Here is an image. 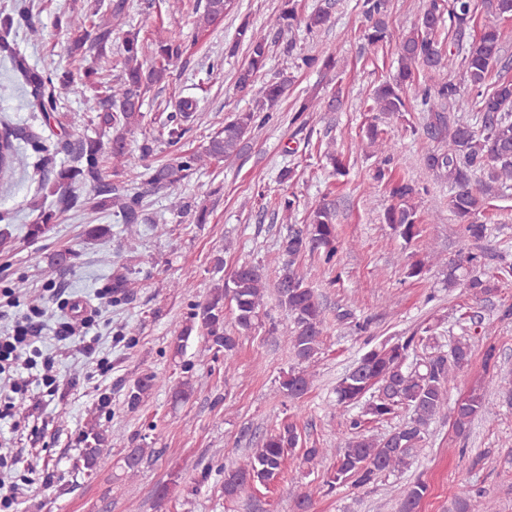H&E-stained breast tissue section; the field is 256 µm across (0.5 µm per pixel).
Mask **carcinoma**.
<instances>
[{"mask_svg":"<svg viewBox=\"0 0 512 512\" xmlns=\"http://www.w3.org/2000/svg\"><path fill=\"white\" fill-rule=\"evenodd\" d=\"M233 0H206L204 11L196 27L204 31L224 16ZM366 19L362 31V49H375L391 40L389 30V0H359ZM106 7L109 18L95 20L98 11L90 14L63 15L57 27L68 43L70 55L87 58L89 54L101 59L112 47V33L123 32V39L113 67L119 70L110 85L100 81L99 71L93 65L75 70L41 71L29 67L9 41L14 16L0 18V52L9 57L15 68L32 88L36 107L46 124L62 126L58 113L57 91L63 90L83 97L85 110L93 113V120L108 135L107 139L84 138L76 147L75 164L60 168L54 185L60 193L59 202L67 208L83 205L72 193L76 186H89L95 192L92 208L99 211L113 209L118 223L124 225L128 240L138 236V225L147 221L144 195L132 192L124 182L104 183L106 161H112L113 175L131 173L141 167L155 148L164 145L175 151L168 163L147 168L149 185H174L193 172L214 162L233 161L242 153L246 140L257 123L270 119L288 88V78L257 85L258 77L270 57L269 39L244 21L237 29L235 46L246 45L247 63L237 71L236 90L252 97L253 106L224 119V124L208 136L201 152H185L180 143L193 128L198 101L192 96L181 98L174 112L157 129L144 138L140 153H134L127 134L140 128L145 115L143 105L149 94L169 81L171 69L186 54L182 43L170 37H158L154 48L141 40L139 32L124 30L128 26L126 0H112ZM333 0L311 13L301 16L297 0H281L276 16L270 21L274 41L284 33L302 24L310 34L320 31L330 21ZM512 17V0H423L416 23L395 42L397 69L374 91L368 111L379 112L399 121L401 137L424 135L434 146L425 150V166L444 179L450 187L448 208L462 224L466 250L459 260L448 265V285L457 282V271L468 265L464 286L470 295L481 300L498 291L501 279L512 277V262L500 256L496 273L481 269L480 256L471 246L483 241L487 225L480 221L485 211L487 196L497 187L512 185V77H500L492 87L487 78L492 68L502 62L503 31L501 23ZM477 38L468 42L472 31ZM296 43L288 39L285 52L299 69H316L324 73L334 71L338 60L331 54H304L295 52ZM151 49L153 62L143 67L141 58ZM458 66L461 79L438 80L418 87L419 73H435ZM102 93L93 98L85 96L88 88ZM420 100L422 127L411 123L406 114L415 110L414 99ZM344 103L342 89L320 101L315 96L302 99L294 109L298 129L309 123L312 112H336ZM475 114L476 125L464 123L458 112ZM17 133L9 128L0 133V180L12 176L22 164L14 138ZM362 139L381 154L383 165L373 175L376 183L390 185L393 204L385 211V222L390 224L405 244L421 236V217L415 198L421 187L412 180L390 178L386 165L393 159L394 143L386 132L374 123L367 125ZM56 212L39 211L28 236L38 239L51 228ZM286 260L275 282L278 301L292 323L289 341L297 361L309 362L320 349L325 327V308L314 288L300 271V259L318 255L330 265L340 251L336 232V214L328 203H319L306 209L305 224L297 228L291 224L280 243ZM267 277L262 267L242 263L234 268L224 286L203 304L196 305L189 320L181 328L173 344L174 355L182 354L184 343L193 331L211 339L217 349L224 350V362L230 363L238 346V334L261 325ZM229 303L235 332L224 324V303ZM423 337L414 334L381 343L366 350L356 363L337 380L335 407L345 414L352 406L359 413L346 419L349 437L340 448L303 447L301 432L293 422L285 421L264 436L240 463L224 470V498L233 499L248 486L266 485L277 479L288 457L296 449L302 450V461L308 464L328 457L333 459L327 469L323 485L332 490L336 486L366 487L378 479L407 470L414 453L425 441L430 424L447 415L455 429L463 433L478 417L491 414L489 403L480 387L471 388L466 395L448 405V385L468 368L472 345L460 338L447 351L439 348L418 355ZM159 384L155 375L138 379L129 393V404L137 406L144 395ZM311 376L305 371L289 370L279 381L278 390L290 400L301 399L309 390ZM400 413L408 418L391 432L379 438L367 434L366 424L392 419ZM83 466L93 470L105 463L103 439L92 426L84 433ZM152 448L129 449L124 463L135 475ZM427 493V486L419 481L410 484L400 498L399 512H416Z\"/></svg>","mask_w":512,"mask_h":512,"instance_id":"1","label":"carcinoma"}]
</instances>
